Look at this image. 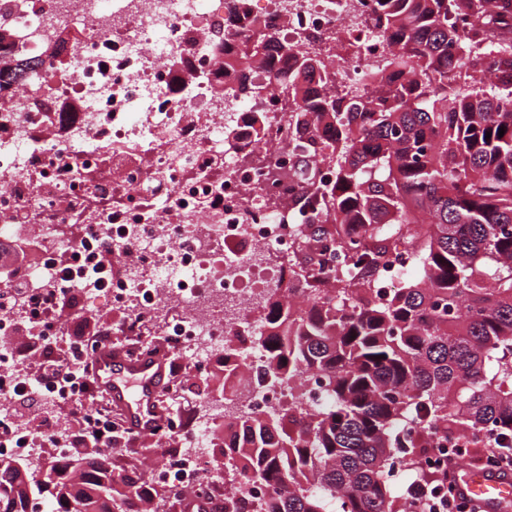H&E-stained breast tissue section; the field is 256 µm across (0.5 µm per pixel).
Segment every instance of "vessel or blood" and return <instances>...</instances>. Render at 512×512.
Instances as JSON below:
<instances>
[{
    "mask_svg": "<svg viewBox=\"0 0 512 512\" xmlns=\"http://www.w3.org/2000/svg\"><path fill=\"white\" fill-rule=\"evenodd\" d=\"M95 386L123 415L134 431L161 424L164 414L158 402L167 386L165 364L153 356L133 357L104 347L95 355ZM460 494L478 503L482 512H495L512 497V477L475 466L467 467L458 483Z\"/></svg>",
    "mask_w": 512,
    "mask_h": 512,
    "instance_id": "b4317fda",
    "label": "vessel or blood"
}]
</instances>
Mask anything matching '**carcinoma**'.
Masks as SVG:
<instances>
[{"label": "carcinoma", "instance_id": "cac0c4a2", "mask_svg": "<svg viewBox=\"0 0 512 512\" xmlns=\"http://www.w3.org/2000/svg\"><path fill=\"white\" fill-rule=\"evenodd\" d=\"M377 2L391 45L365 74L377 94L340 89L333 64L274 43L259 22L237 44L242 99L262 90L251 74H268L294 135L313 139L288 178L325 225L315 240L300 225L302 243H319L314 261L270 294L258 339L265 381L288 384V397L224 426V466L268 489L263 512H411L395 449L403 471L429 480L423 458L450 437L512 448V10ZM276 54L294 59L286 79ZM9 63L0 58L1 89L23 74ZM454 67L468 75L450 86ZM311 154L330 178L315 182ZM394 255L405 257L400 287L382 302L378 275ZM310 373L324 393L314 407ZM145 482L101 456L52 464L35 484L0 465V512L36 499L56 512H142Z\"/></svg>", "mask_w": 512, "mask_h": 512}]
</instances>
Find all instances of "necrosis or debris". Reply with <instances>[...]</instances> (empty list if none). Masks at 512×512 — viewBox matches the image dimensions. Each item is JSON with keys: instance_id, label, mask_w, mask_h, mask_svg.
Here are the masks:
<instances>
[{"instance_id": "1", "label": "necrosis or debris", "mask_w": 512, "mask_h": 512, "mask_svg": "<svg viewBox=\"0 0 512 512\" xmlns=\"http://www.w3.org/2000/svg\"><path fill=\"white\" fill-rule=\"evenodd\" d=\"M261 18L303 52L340 59L345 85L360 83L390 45L373 24L376 0H263ZM229 0H0V57L42 59L20 84L0 94V225L41 251L39 274L0 277V302L26 284L22 305L0 310V457L23 456L35 468L48 456L11 447L25 431L11 412V363L18 333L41 336L40 314L78 292L105 297L112 330L139 340L164 339L166 352L196 374L242 336L233 387L211 402L214 421L262 417L286 388L261 384L266 361L252 344L262 331L269 286L287 277L304 200L283 178L296 160L283 94L266 86L244 104L241 75L224 49L249 35V20L225 27ZM67 41L68 64L47 56ZM276 172H269L268 163ZM88 263L113 252L112 285L75 281L55 288L58 264L80 243ZM165 318H158V311ZM86 379L44 398L58 418L59 442L70 433L60 408L88 405ZM177 437L151 466V484L206 498L217 489L253 504L263 488L222 485L205 449L180 454Z\"/></svg>"}]
</instances>
